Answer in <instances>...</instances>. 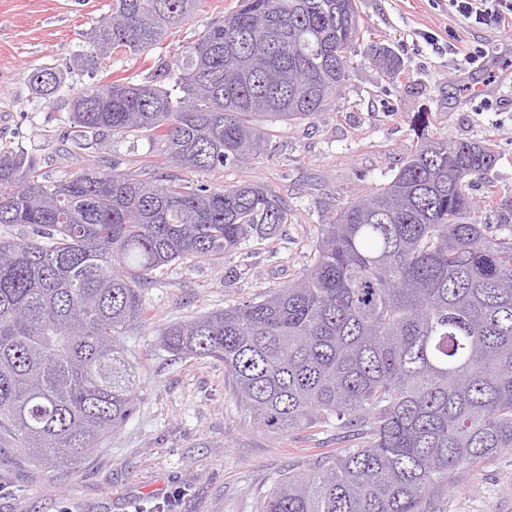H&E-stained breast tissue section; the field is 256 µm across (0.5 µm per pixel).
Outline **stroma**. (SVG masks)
Wrapping results in <instances>:
<instances>
[{"mask_svg":"<svg viewBox=\"0 0 512 512\" xmlns=\"http://www.w3.org/2000/svg\"><path fill=\"white\" fill-rule=\"evenodd\" d=\"M112 0H0V150H23L43 176L60 181L90 165L139 175L164 170L154 137L75 139L63 99L36 95L30 78L64 70L74 88L112 80L142 83L173 62L239 0H198L178 28L145 53L86 60V33ZM363 35L341 93L322 112L291 125L265 118L263 154L199 174L210 186L242 180L266 186L291 208L272 239L255 237L218 264L203 259L154 273L144 290L147 317L120 342L133 362V415L74 467L35 464L23 450L0 451V512H259L287 472L349 446L335 430L287 435L260 431L224 385V365L179 359L161 347L157 326L260 297L286 285L310 262L330 210L389 182L423 140H487L501 155L470 189L497 238L512 242L485 201L512 197V35L476 26L448 0H361ZM390 46L405 72L382 77L366 56L370 42ZM424 112L426 124L413 117ZM436 512H512V450L455 472Z\"/></svg>","mask_w":512,"mask_h":512,"instance_id":"stroma-1","label":"stroma"}]
</instances>
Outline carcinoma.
Instances as JSON below:
<instances>
[{
  "label": "carcinoma",
  "mask_w": 512,
  "mask_h": 512,
  "mask_svg": "<svg viewBox=\"0 0 512 512\" xmlns=\"http://www.w3.org/2000/svg\"><path fill=\"white\" fill-rule=\"evenodd\" d=\"M197 0H113L86 34L93 54L147 51ZM360 0H240L143 84L72 91L80 137L148 131L174 167L205 173L263 153L258 119L289 124L340 94L360 39ZM389 79L401 58L372 43ZM44 99L63 89L33 73ZM500 160L489 141L433 139L386 185L335 210L311 263L262 296L156 329L186 358L224 362L235 400L264 431L334 426L367 441L288 472L261 512H435L460 467L512 448V243L468 187ZM503 224L512 197L489 192ZM291 210L266 187L139 178L92 165L51 182L0 152V449L75 466L131 414L118 337L144 319L142 290L176 262L212 263L273 237Z\"/></svg>",
  "instance_id": "obj_1"
}]
</instances>
